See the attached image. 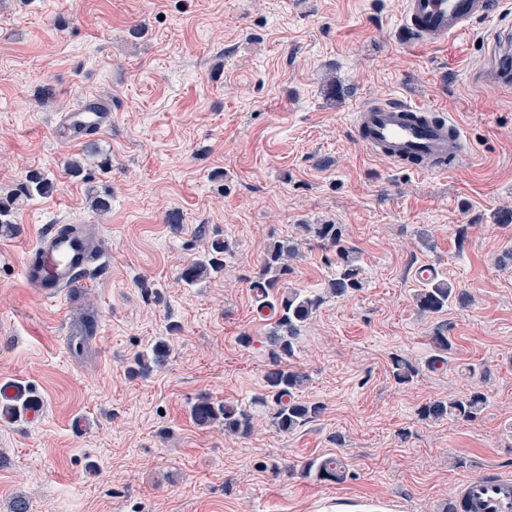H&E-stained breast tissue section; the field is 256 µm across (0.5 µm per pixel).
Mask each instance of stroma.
I'll return each mask as SVG.
<instances>
[{"label": "stroma", "mask_w": 512, "mask_h": 512, "mask_svg": "<svg viewBox=\"0 0 512 512\" xmlns=\"http://www.w3.org/2000/svg\"><path fill=\"white\" fill-rule=\"evenodd\" d=\"M490 41L478 22L407 44L400 0H0V196L32 170L53 183L0 232V381L42 405L0 424V512H446L464 480L512 475V89L474 77ZM93 99L109 128L56 133ZM386 99L447 113L469 157L437 175L366 152L351 115ZM105 190L103 214L91 198ZM325 223L343 225L364 286L326 298L288 360L322 414L291 433L265 417L247 438L198 425L199 397L264 395V248L297 241L282 288L324 292L335 255L297 227ZM59 224L95 225L106 261L48 301L23 262ZM221 241L224 270L185 284ZM424 265L470 302L419 312ZM439 327L451 348L431 370ZM159 342L166 360L139 373ZM395 356L418 367L410 384L394 382ZM475 388L477 420L419 419ZM328 458L343 481L302 476Z\"/></svg>", "instance_id": "1"}]
</instances>
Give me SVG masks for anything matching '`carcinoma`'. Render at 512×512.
<instances>
[{
	"label": "carcinoma",
	"instance_id": "1",
	"mask_svg": "<svg viewBox=\"0 0 512 512\" xmlns=\"http://www.w3.org/2000/svg\"><path fill=\"white\" fill-rule=\"evenodd\" d=\"M52 189V183L38 171L31 172L21 188L20 194L26 198L44 196ZM300 231L324 249L336 250V276L327 282L326 291L333 297H343L363 287L361 267L355 250L349 247L339 224H301ZM223 247L215 245V253L183 268L181 278L187 284H195L210 273L224 267L225 260L220 256ZM297 257L294 245L288 240H276L264 249L261 269L255 280L259 298L264 301L269 291L279 287L282 278L291 270V262ZM467 294L461 288L448 283V279L431 275L422 279V288L415 294V303L422 313L439 314L448 308V303L465 301ZM324 301L323 296L285 290L276 296V320L268 340L273 346L272 361L265 373L266 394L246 405H214L209 398L201 397L193 405L195 421L203 426L216 421L224 424V433L245 438L255 427L256 416L265 410L270 411L272 425L281 433H291L305 425L321 412V406L300 401L295 393L308 381V376L288 368L285 359L294 352V345L302 329ZM418 369L411 363L394 358L392 375L399 384L410 383L417 376ZM485 393L474 390L462 396L448 399H434L418 409L421 420L437 423L445 420L473 421L485 409ZM306 475H315L319 481L339 482L346 471L338 460L325 459L312 461L303 467Z\"/></svg>",
	"mask_w": 512,
	"mask_h": 512
}]
</instances>
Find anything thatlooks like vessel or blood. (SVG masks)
Here are the masks:
<instances>
[{"instance_id":"1","label":"vessel or blood","mask_w":512,"mask_h":512,"mask_svg":"<svg viewBox=\"0 0 512 512\" xmlns=\"http://www.w3.org/2000/svg\"><path fill=\"white\" fill-rule=\"evenodd\" d=\"M499 14L498 0H402L400 29L411 43L436 45L466 33L474 20L497 18L488 63L477 78L508 89L512 87V25L500 22ZM111 118L108 112L85 110L65 113L59 123L97 134L108 127ZM353 123L360 145L368 152L395 164H413L419 171L448 173L470 152L456 120L418 105L372 102L355 112ZM102 257V242L90 225L73 233L58 229L47 232L29 250L23 276L40 295L56 298ZM23 395L17 385H0L1 420L15 419ZM458 500L466 512H512V478L486 475L466 480Z\"/></svg>"}]
</instances>
